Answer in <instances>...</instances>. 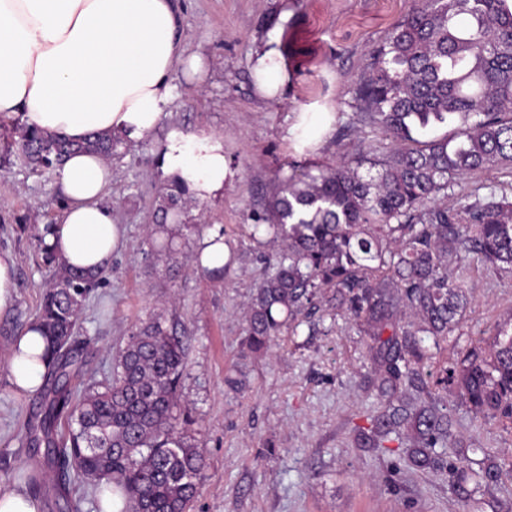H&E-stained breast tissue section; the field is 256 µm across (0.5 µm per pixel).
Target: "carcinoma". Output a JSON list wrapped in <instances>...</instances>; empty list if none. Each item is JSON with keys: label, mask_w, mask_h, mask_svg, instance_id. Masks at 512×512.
<instances>
[{"label": "carcinoma", "mask_w": 512, "mask_h": 512, "mask_svg": "<svg viewBox=\"0 0 512 512\" xmlns=\"http://www.w3.org/2000/svg\"><path fill=\"white\" fill-rule=\"evenodd\" d=\"M367 70L355 100L387 150L279 173L252 228L282 248L249 302L245 345L257 353L295 334L322 302L348 317L363 336L377 399L355 447L373 451L396 436L409 468L445 473L464 512H475L476 490L498 485L501 470L448 460L444 448L456 441L448 381L475 415L512 421V321L438 375L430 368L468 309L470 256L512 274V200L444 202L456 177L512 166V0H412L370 51ZM444 126L451 131L424 137ZM14 145L26 164L56 168L77 150L110 157L121 143L96 135L75 144L23 127ZM182 196L175 185L163 196L146 253L175 274L178 246L198 232L183 219ZM42 260L54 276L36 321L51 360L27 444L46 449L62 497L90 494L100 510L110 492L118 512H190L203 460L179 394L183 337L149 318L131 329L104 379L72 384L82 363L78 315L106 271L70 268L46 249Z\"/></svg>", "instance_id": "1"}]
</instances>
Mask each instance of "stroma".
Instances as JSON below:
<instances>
[{
  "mask_svg": "<svg viewBox=\"0 0 512 512\" xmlns=\"http://www.w3.org/2000/svg\"><path fill=\"white\" fill-rule=\"evenodd\" d=\"M409 0H177L180 36L187 54L201 55L206 74L196 81L175 69L172 101L161 127L223 135L224 154L237 171L224 196L190 200L189 223L223 230L235 260L222 279L194 270V248L179 258L180 274L147 267L146 227L168 182L151 143L122 146L112 162L105 201L125 229L107 279L86 299L79 323L90 342L85 370L100 380L125 347L131 328L164 315L185 332L187 368L180 393L193 409L192 432L203 469L193 512H463L444 476L412 472L402 449L363 453L353 446L376 407L364 388L366 347L349 321L324 311L297 335L279 336L268 350L244 351V311L276 248L250 236L253 214L273 191L279 167L313 158L326 163L358 148L382 154L379 131L359 117L354 89L368 53L404 14ZM287 74L277 99L264 97L253 80L252 55L269 38ZM303 112L331 120L320 140L303 150L296 128ZM20 115L0 117V253L15 262L16 298L0 313V485L19 483L21 469L36 470L34 490L43 512H93L91 499L66 503L43 464V451L23 445L39 394L18 395L5 357L10 344L35 319L52 273L39 259L41 227L57 223L62 201L59 172L18 161L11 143ZM512 198V167L458 180L448 191L483 200ZM465 291L471 305L449 336L438 361L504 319L512 317V276L473 263ZM459 438L449 457L470 452L481 462L494 452L502 481L494 501L512 504V421L474 418L449 395Z\"/></svg>",
  "mask_w": 512,
  "mask_h": 512,
  "instance_id": "35a3bbf8",
  "label": "stroma"
}]
</instances>
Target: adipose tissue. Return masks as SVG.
<instances>
[{"label":"adipose tissue","mask_w":512,"mask_h":512,"mask_svg":"<svg viewBox=\"0 0 512 512\" xmlns=\"http://www.w3.org/2000/svg\"><path fill=\"white\" fill-rule=\"evenodd\" d=\"M178 65L202 71L182 48L175 0H0V116L21 114L32 130L73 142L98 133L126 145L155 139ZM253 76L261 93L277 96L286 73L272 44L256 50ZM155 141L163 175L192 199L223 197L236 176L223 135L174 127ZM59 183L65 206L60 223L42 225L45 244L66 266H108L124 240L104 202L111 163L72 153ZM46 354L38 323L28 324L6 356L20 394L41 387Z\"/></svg>","instance_id":"adipose-tissue-1"}]
</instances>
